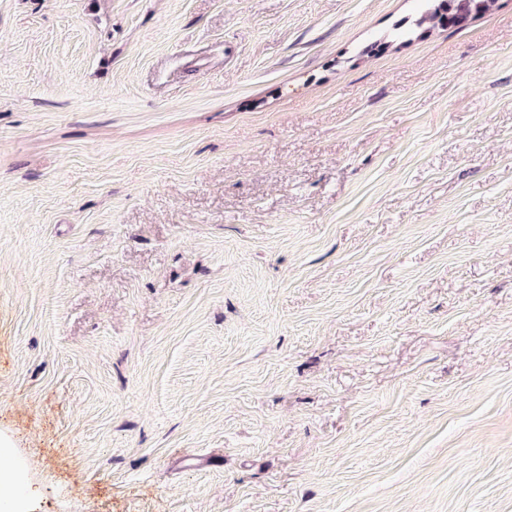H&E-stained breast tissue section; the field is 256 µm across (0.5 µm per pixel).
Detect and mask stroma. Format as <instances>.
Here are the masks:
<instances>
[{
    "label": "stroma",
    "instance_id": "1",
    "mask_svg": "<svg viewBox=\"0 0 512 512\" xmlns=\"http://www.w3.org/2000/svg\"><path fill=\"white\" fill-rule=\"evenodd\" d=\"M417 15L0 0L30 512H512V0ZM435 2L419 24L462 28L474 16L490 10L495 0H432ZM463 5V6H462ZM462 12V13H461Z\"/></svg>",
    "mask_w": 512,
    "mask_h": 512
}]
</instances>
